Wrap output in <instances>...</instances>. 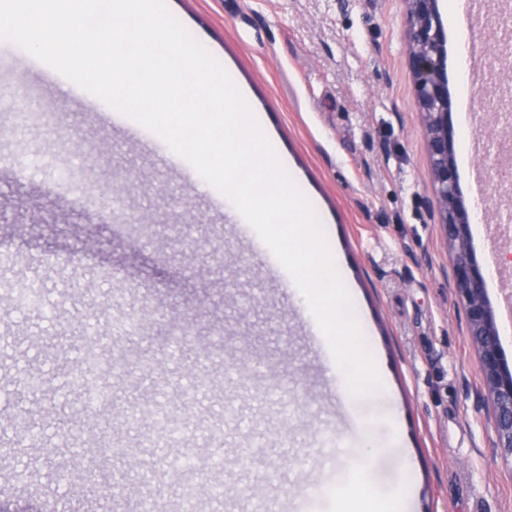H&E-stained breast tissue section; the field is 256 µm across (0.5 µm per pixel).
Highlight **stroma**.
<instances>
[{"label": "stroma", "instance_id": "35a3bbf8", "mask_svg": "<svg viewBox=\"0 0 512 512\" xmlns=\"http://www.w3.org/2000/svg\"><path fill=\"white\" fill-rule=\"evenodd\" d=\"M479 62L471 68L465 196L486 194L472 230L477 257L495 262L499 210L487 172L499 160L483 136L500 106L494 0H466ZM224 68L264 125L283 166L311 203L352 287L364 347L383 368L377 390L342 402L326 357L250 227L190 163L163 165L166 148L132 120L86 104L58 72L0 41V512H130L151 495L181 512H301L308 498L338 512L326 488L366 482L388 506L410 486L408 512H512V460L496 456L476 351L452 288L450 254L425 202L433 195L415 87L405 56L402 0H165ZM68 181H61V173ZM125 190L104 209L113 182ZM148 224L150 236L133 227ZM194 225L198 250L183 249ZM36 282L47 310L10 290ZM140 316L138 335L115 329ZM195 341L172 365L168 336ZM113 360L102 385L111 408L87 412L68 382L88 345ZM38 371L47 383L20 392ZM204 378L206 391L192 389ZM235 419L224 417L225 404ZM139 411L141 425L127 415ZM42 432L14 428L20 412ZM181 437L156 447L157 414ZM79 448L107 437L134 449L112 477L77 490L60 479ZM377 451L362 459L365 442ZM222 467H214V457ZM28 469V481H18ZM224 488L222 497L209 493Z\"/></svg>", "mask_w": 512, "mask_h": 512}]
</instances>
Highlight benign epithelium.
I'll use <instances>...</instances> for the list:
<instances>
[{
	"label": "benign epithelium",
	"instance_id": "7a95c632",
	"mask_svg": "<svg viewBox=\"0 0 512 512\" xmlns=\"http://www.w3.org/2000/svg\"><path fill=\"white\" fill-rule=\"evenodd\" d=\"M406 14L408 53L406 66L415 86V105L426 136L433 198L426 201L432 220L443 229L451 250L452 282L462 303L468 336L476 347L478 371L490 400L494 436L491 447L512 457V368L500 342L496 313L487 296L484 267L471 242L472 213L458 186L455 160L456 131L448 91V37L439 0H403ZM502 72L512 71V30L506 29L499 44ZM502 104L512 112V81L493 75ZM511 170L489 171L497 206L512 195Z\"/></svg>",
	"mask_w": 512,
	"mask_h": 512
}]
</instances>
